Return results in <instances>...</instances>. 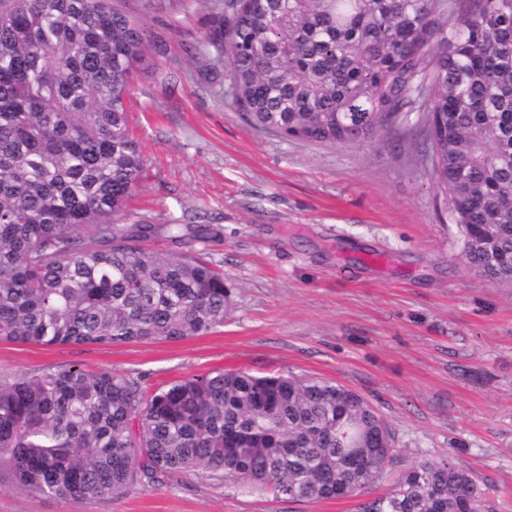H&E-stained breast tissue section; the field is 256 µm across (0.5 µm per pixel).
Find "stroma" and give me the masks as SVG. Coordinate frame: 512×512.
Here are the masks:
<instances>
[{
    "label": "stroma",
    "instance_id": "1",
    "mask_svg": "<svg viewBox=\"0 0 512 512\" xmlns=\"http://www.w3.org/2000/svg\"><path fill=\"white\" fill-rule=\"evenodd\" d=\"M167 53L131 92L147 160L132 202L156 224H205L197 249L235 307L212 333L176 342L0 341V376L75 363L141 375L145 393L209 370L321 377L376 408L396 453L360 494L315 502L187 474L82 505L32 494L0 470V512H358L412 462L448 461L512 512V289L462 260L458 229L411 123L381 143L329 144L260 130L201 80L196 37L212 0H125Z\"/></svg>",
    "mask_w": 512,
    "mask_h": 512
}]
</instances>
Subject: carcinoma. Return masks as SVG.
<instances>
[{"label": "carcinoma", "instance_id": "carcinoma-1", "mask_svg": "<svg viewBox=\"0 0 512 512\" xmlns=\"http://www.w3.org/2000/svg\"><path fill=\"white\" fill-rule=\"evenodd\" d=\"M207 76L256 128L378 143L419 113L460 255L512 288V0H214ZM116 0H0V340L175 342L224 325V273L190 224L131 220L146 160L130 131L148 61ZM168 241L178 251L150 248ZM367 398L318 377L214 369L147 396L75 364L0 379V468L32 494L89 504L190 472L296 501L378 482L394 448ZM476 486L413 463L361 512H461Z\"/></svg>", "mask_w": 512, "mask_h": 512}]
</instances>
